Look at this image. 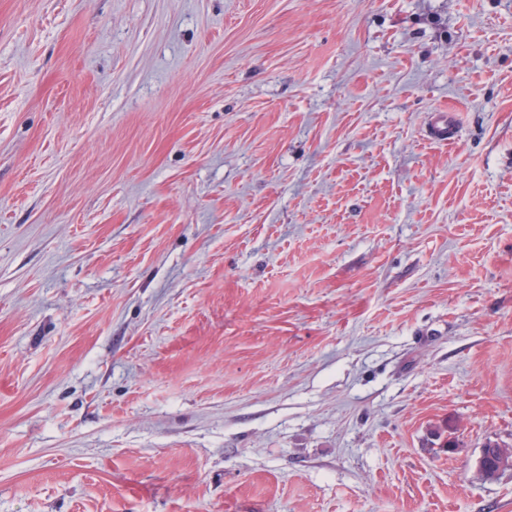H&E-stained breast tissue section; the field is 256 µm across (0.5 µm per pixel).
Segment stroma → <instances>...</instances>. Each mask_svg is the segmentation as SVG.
Instances as JSON below:
<instances>
[{"mask_svg": "<svg viewBox=\"0 0 512 512\" xmlns=\"http://www.w3.org/2000/svg\"><path fill=\"white\" fill-rule=\"evenodd\" d=\"M490 440L512 0H0V512H512ZM458 113L448 109L436 112L428 126V138L437 142L452 143L457 139L459 129ZM491 459L497 461L493 467L491 466ZM477 466L486 479L494 480L505 469L512 467V457L504 448H484Z\"/></svg>", "mask_w": 512, "mask_h": 512, "instance_id": "1", "label": "stroma"}]
</instances>
